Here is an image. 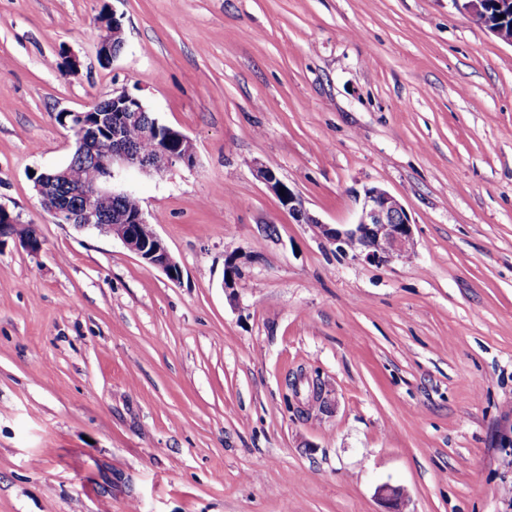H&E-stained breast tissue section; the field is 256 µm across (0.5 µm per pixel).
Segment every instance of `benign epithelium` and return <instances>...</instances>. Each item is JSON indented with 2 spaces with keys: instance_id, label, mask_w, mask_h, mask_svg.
<instances>
[{
  "instance_id": "1",
  "label": "benign epithelium",
  "mask_w": 512,
  "mask_h": 512,
  "mask_svg": "<svg viewBox=\"0 0 512 512\" xmlns=\"http://www.w3.org/2000/svg\"><path fill=\"white\" fill-rule=\"evenodd\" d=\"M452 2L476 23L485 25L484 0ZM96 23L102 32L99 59L108 65L117 57L113 44L123 42L122 22L115 13L104 11L97 17ZM112 111L118 113V118L112 124V137L106 143L101 136L104 118L97 114L96 106L62 114V124L73 132L81 155L98 161L108 174L107 180L71 192L76 197L75 210L72 211L59 205L53 187L56 179L67 178L68 169L63 167L46 171L44 178L35 185L39 201L58 223L103 229L147 264L162 270L170 279L177 280L181 269L167 245L146 220L144 211L140 209L135 214L112 217L100 209L99 202L103 196L120 195L111 187V183L125 170L161 173L177 163L193 164V144L182 132L156 119L144 129V134L163 141V146L152 155L136 153L125 144L123 127L137 122L147 107L138 97L122 89L112 92ZM256 173L278 195L282 205L292 213L297 223L316 225L326 241L334 245L337 251L344 253L352 250L356 257L377 265L403 260L413 253L415 243L410 217L401 202L386 190L377 186L364 188L357 221L349 228L340 229L316 219L305 207L301 197L278 178L274 169L261 165L257 167ZM301 381L302 378H297L291 390L294 409L305 414L311 404L320 399V392L314 387L306 398H301Z\"/></svg>"
}]
</instances>
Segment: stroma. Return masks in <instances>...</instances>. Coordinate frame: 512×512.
Segmentation results:
<instances>
[{
  "label": "stroma",
  "instance_id": "obj_1",
  "mask_svg": "<svg viewBox=\"0 0 512 512\" xmlns=\"http://www.w3.org/2000/svg\"><path fill=\"white\" fill-rule=\"evenodd\" d=\"M122 88L194 146L124 177L176 281L33 187ZM260 165L320 223L388 191L413 257L337 252ZM0 205L42 241L0 239V512H512V45L451 0H0ZM96 23L102 32L99 42V59L103 64H110L120 52H114L113 44L119 42L123 48V26L120 18L112 13L104 11L96 19Z\"/></svg>",
  "mask_w": 512,
  "mask_h": 512
}]
</instances>
